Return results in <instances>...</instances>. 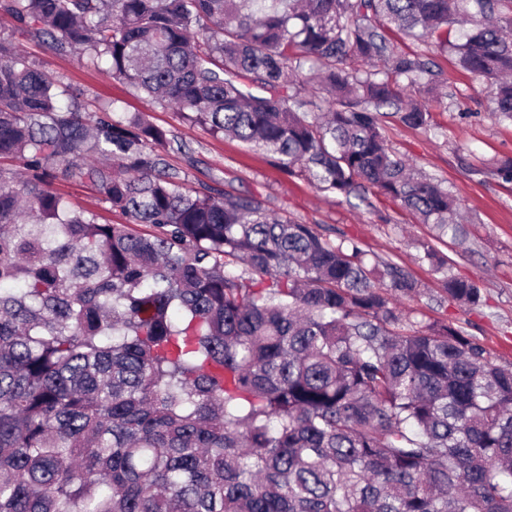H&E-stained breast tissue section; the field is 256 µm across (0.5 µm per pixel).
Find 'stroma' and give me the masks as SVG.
Listing matches in <instances>:
<instances>
[{
	"instance_id": "obj_1",
	"label": "stroma",
	"mask_w": 512,
	"mask_h": 512,
	"mask_svg": "<svg viewBox=\"0 0 512 512\" xmlns=\"http://www.w3.org/2000/svg\"><path fill=\"white\" fill-rule=\"evenodd\" d=\"M15 27L11 16L0 13V36H14L29 61L79 94L86 111L114 106L123 113L145 114L167 130L170 143L160 149V158L188 189L214 187L251 194L269 210L312 225L331 241H358L371 261L400 267L417 283L416 294L397 300L407 319L421 326H462L489 360L512 364V182L496 173L499 163L512 160V123L491 114L484 79L462 71L453 55L390 33L399 52L428 56L443 72L447 87L443 102L429 105L431 131L388 117L383 135L388 148L452 189L465 216V234L456 243L436 239L432 225L420 223L391 199L372 194L364 201H347L320 191L309 178L282 171L269 155L250 145L213 135L177 110L147 102L125 81L114 78L107 63L93 62L85 54L56 52L42 39L17 34ZM53 188L71 208L93 213L99 222L127 221L82 177L57 179ZM427 246L447 257L452 273L479 284L483 306L467 307L448 298L439 274L421 259Z\"/></svg>"
}]
</instances>
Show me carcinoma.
I'll return each instance as SVG.
<instances>
[{
    "instance_id": "obj_1",
    "label": "carcinoma",
    "mask_w": 512,
    "mask_h": 512,
    "mask_svg": "<svg viewBox=\"0 0 512 512\" xmlns=\"http://www.w3.org/2000/svg\"><path fill=\"white\" fill-rule=\"evenodd\" d=\"M22 32L106 61L147 101L349 198L373 189L464 235L442 181L389 150L446 80L396 29L452 50L512 121V0H0ZM324 93L312 111L304 68ZM0 38V512H512V369L347 239L254 195H194L144 116L82 113ZM109 156L115 167L80 160ZM96 184L127 224L71 209ZM133 224H150L142 234ZM448 298L478 284L430 247ZM388 277L390 285L376 283ZM54 190L64 197L72 209L84 210L95 214L100 223L127 224V217L120 211L112 209L96 186L80 176L57 179Z\"/></svg>"
}]
</instances>
